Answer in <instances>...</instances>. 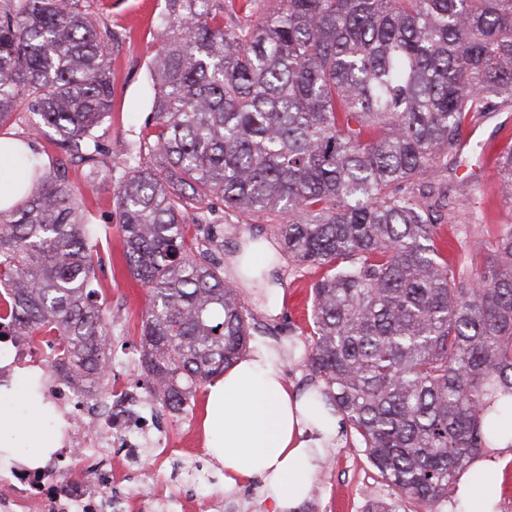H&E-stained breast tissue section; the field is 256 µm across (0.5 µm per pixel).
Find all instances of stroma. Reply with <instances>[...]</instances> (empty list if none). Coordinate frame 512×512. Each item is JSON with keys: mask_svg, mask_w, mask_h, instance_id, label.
Masks as SVG:
<instances>
[{"mask_svg": "<svg viewBox=\"0 0 512 512\" xmlns=\"http://www.w3.org/2000/svg\"><path fill=\"white\" fill-rule=\"evenodd\" d=\"M87 8L112 34V110L95 130L100 145L109 151H119L122 145L142 139L149 131L147 117L151 112L153 89L150 62L158 47L157 27L164 9V0H89ZM36 119L26 108H19L10 134L31 141L40 154L45 169L64 173L72 185L85 191L88 218L96 230L106 262L98 273L101 291L112 310L113 347L112 379L118 383L128 380L124 369L127 358L140 351L142 311L148 301L144 287L132 282L124 264L123 240L117 231L114 216L113 189L116 184L110 166H103L101 177L94 186H87L85 166L70 157L48 135L35 134ZM476 141L489 142L482 154H466L465 164L448 186L462 192L467 172L478 176L474 195L483 217L484 234L498 231L501 225L512 224V201L498 191L495 157L498 150L512 145V108L490 114L472 131ZM211 234L217 253L224 260V276L235 280L233 259L244 238L261 239L269 243L277 255L272 278L279 287V306L269 309L270 290L243 287L242 294L255 322L269 327L290 330L288 343H278L273 336H253V343L273 348L281 360L283 375L289 389L304 392L309 388V376L303 363L306 337L310 332V288L322 276V268L300 266L289 259L267 217L256 214L242 217L225 216L223 223L211 225L208 231L190 226L193 239ZM204 391H197L185 413L178 416L161 415L176 448L182 452H202L198 436ZM332 454L322 461L314 488L299 512H364L373 501L386 493L376 470L366 461L360 449L349 447L345 436L331 443ZM174 495H200L223 502V512H249L252 488L234 494L224 492L223 482L194 486L176 481L171 485Z\"/></svg>", "mask_w": 512, "mask_h": 512, "instance_id": "35a3bbf8", "label": "stroma"}]
</instances>
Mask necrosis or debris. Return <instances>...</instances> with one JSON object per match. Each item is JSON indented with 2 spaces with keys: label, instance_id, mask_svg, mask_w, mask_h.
Listing matches in <instances>:
<instances>
[{
  "label": "necrosis or debris",
  "instance_id": "obj_1",
  "mask_svg": "<svg viewBox=\"0 0 512 512\" xmlns=\"http://www.w3.org/2000/svg\"><path fill=\"white\" fill-rule=\"evenodd\" d=\"M4 342L9 358L0 365L2 382L17 367L46 370L61 356L55 345L39 349L24 336ZM49 392L67 421L66 434L43 466L0 468V512H152L155 503L169 512H211L210 500L174 497L168 482L157 480L154 459L144 451L169 441L141 387L118 385L99 401L86 378L74 376L52 381ZM135 470L151 483L150 496L134 490L107 494V487L127 482Z\"/></svg>",
  "mask_w": 512,
  "mask_h": 512
}]
</instances>
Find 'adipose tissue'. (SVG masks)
Segmentation results:
<instances>
[{"instance_id":"ef3b65f1","label":"adipose tissue","mask_w":512,"mask_h":512,"mask_svg":"<svg viewBox=\"0 0 512 512\" xmlns=\"http://www.w3.org/2000/svg\"><path fill=\"white\" fill-rule=\"evenodd\" d=\"M504 430L487 455L472 461L457 483L459 512H495L498 458L512 455V409L502 411ZM18 418L0 402V458L42 464L57 447L46 425L30 429L17 454L12 433ZM339 419L311 394L285 387L276 353L257 345L208 388L202 442L224 468V489L259 483L256 512H296L309 497L322 448L337 436Z\"/></svg>"}]
</instances>
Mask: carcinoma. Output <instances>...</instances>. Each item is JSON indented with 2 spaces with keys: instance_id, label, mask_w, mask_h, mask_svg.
Returning <instances> with one entry per match:
<instances>
[{
  "instance_id": "1",
  "label": "carcinoma",
  "mask_w": 512,
  "mask_h": 512,
  "mask_svg": "<svg viewBox=\"0 0 512 512\" xmlns=\"http://www.w3.org/2000/svg\"><path fill=\"white\" fill-rule=\"evenodd\" d=\"M111 31L84 0H0V129L20 105L99 175ZM156 138L126 146L114 214L148 289L140 368L178 413L243 358L255 326L213 247L187 225L275 217L288 255L323 269L304 363L389 497L366 512H439L500 434L512 395V225L484 238L439 184L466 133L512 106V0H165ZM24 178L0 208V336H55L103 398L112 313L82 192L8 139ZM148 151L150 162L143 161ZM512 199V146L497 157ZM446 217L465 239L450 262Z\"/></svg>"
}]
</instances>
